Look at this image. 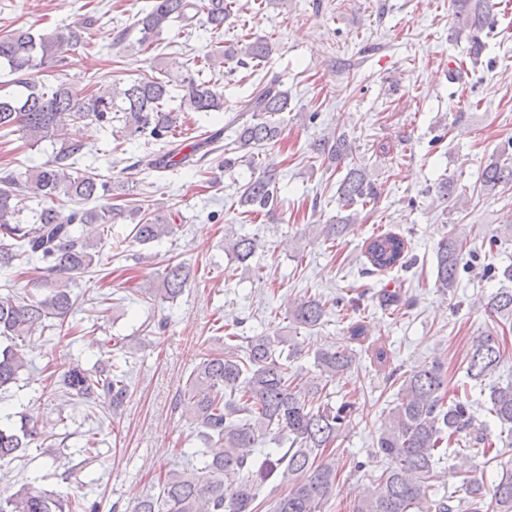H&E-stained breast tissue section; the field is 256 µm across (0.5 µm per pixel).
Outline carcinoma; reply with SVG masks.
Listing matches in <instances>:
<instances>
[{
    "label": "carcinoma",
    "mask_w": 512,
    "mask_h": 512,
    "mask_svg": "<svg viewBox=\"0 0 512 512\" xmlns=\"http://www.w3.org/2000/svg\"><path fill=\"white\" fill-rule=\"evenodd\" d=\"M455 32L468 33L469 55L478 59L484 43L480 34L489 25L488 0H451ZM236 0H149L134 15L132 28L138 30L139 51L151 48L171 23L183 28L196 23L209 27L214 38L224 35V24L234 17ZM94 20L83 18L64 29L33 34L21 26L0 33V64L16 75L19 95H0V131L16 130L34 147L46 139L57 147L43 163L25 175L5 170L0 173V270L37 262L43 277L35 281L36 291L24 295L0 296V337L10 341L0 347V389L19 380L28 362L17 340L43 332L46 321L63 326L75 305L69 282L98 263V243L81 233L86 224L134 223L127 243L148 245L174 234L177 220L171 213L153 210L141 213L133 206L125 209L109 203L130 196L127 178L100 179L79 172L87 146L70 134L71 126L86 120L104 127L122 124L127 141H143V146L172 142L178 136L177 116L168 108L173 100L169 82L157 76L132 79L122 85L104 87L97 82L79 93L65 80L46 86L30 78L33 71L57 62L66 51L90 45ZM273 53L267 39H243L229 47L222 45L206 58L207 67L234 60L242 68L265 66ZM178 68L182 72L179 111H224L223 92L203 82L187 63L177 57L163 61L160 70ZM288 92L275 81L258 83L244 101L235 138L224 147V168L246 165L250 179L240 186L238 206L254 214L275 210L280 199L275 164L270 151L280 141L281 128L274 116L288 111ZM313 151L329 160L347 162V171L336 194L341 208L348 210L375 201L380 189L366 165L357 160L352 142L343 134L325 137ZM190 155L174 147L163 153L144 151L140 165L157 171L176 169L189 163ZM479 191L497 194L512 186V161L499 154L478 174ZM435 195L448 210L459 209L461 196L454 182L441 180ZM61 196L80 207L64 211L53 204ZM41 203L35 222L22 224L18 218L27 199ZM104 200L106 204L83 208L81 204ZM353 215L336 217L318 226L324 240L342 236ZM260 247L256 236L234 234L224 238V251L241 264L249 263ZM466 236L451 229L436 250V285L442 292L457 287L459 271L467 268ZM366 273L408 267L413 264L407 239L387 231L366 242ZM191 267L180 261L166 263L158 280L141 293L161 301H173L190 281ZM483 276L498 284L487 301L488 311L501 320V330L512 328V263H487ZM327 315L320 299L302 300L288 313L290 325L312 329ZM506 350V336L492 332L474 336L467 345L466 375L476 382L486 381L500 365ZM298 357L288 334L240 336L229 333L224 347L202 353L188 376L180 403L196 436L203 442L200 454L204 471L186 468L169 470L161 479L158 495L145 496L133 512H258L262 489L272 481L290 484L270 512H322L336 485L338 466L335 444L351 423L353 403H331L324 388L302 382L288 370ZM354 354L343 348L322 349L314 363L327 377L334 378L351 368ZM397 397L384 414L378 452L388 461L381 474L371 480V488L354 506L353 512H512V469H506L492 490H485L483 477L469 470L463 477V496L451 500L430 497L433 482L439 479L435 465L443 442L457 445L453 452L470 458L496 461L493 448L477 423L473 404L447 400L448 364L433 358L422 366L398 375ZM55 386L63 396L90 405L103 396L112 399V413L123 407L130 378L119 365L91 372L69 366L56 375ZM486 412L501 426L512 430V381L490 387ZM37 426L20 419V426L0 424V461H11L16 453L37 442ZM276 448L265 451L263 445ZM80 502L66 501L55 492L24 483L7 495H0V512H74Z\"/></svg>",
    "instance_id": "obj_1"
}]
</instances>
